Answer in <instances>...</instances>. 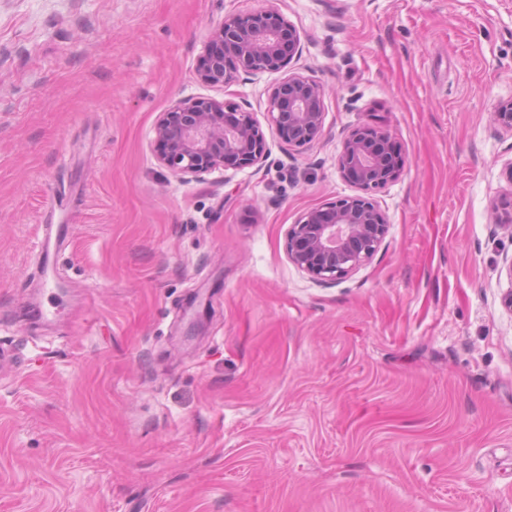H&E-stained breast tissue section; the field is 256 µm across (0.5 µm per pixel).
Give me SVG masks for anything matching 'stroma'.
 I'll return each mask as SVG.
<instances>
[{
  "instance_id": "1",
  "label": "stroma",
  "mask_w": 512,
  "mask_h": 512,
  "mask_svg": "<svg viewBox=\"0 0 512 512\" xmlns=\"http://www.w3.org/2000/svg\"><path fill=\"white\" fill-rule=\"evenodd\" d=\"M266 11L324 87L304 148L267 120L281 73L196 76ZM180 98L249 104L266 163L172 175ZM510 98L512 0H0V512H512ZM366 125L406 160L368 194L389 230L317 283L286 232L357 195ZM67 225L44 224L42 235L37 242L39 262L43 273L55 265L57 253L60 250L61 241L66 235Z\"/></svg>"
}]
</instances>
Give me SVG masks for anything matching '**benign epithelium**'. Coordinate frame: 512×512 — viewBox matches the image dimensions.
<instances>
[{"label":"benign epithelium","mask_w":512,"mask_h":512,"mask_svg":"<svg viewBox=\"0 0 512 512\" xmlns=\"http://www.w3.org/2000/svg\"><path fill=\"white\" fill-rule=\"evenodd\" d=\"M201 59V83L228 88L239 74L271 71L284 77L267 99V119L290 145L302 147L323 132V89L293 68L302 55L301 36L272 11L224 17ZM161 145L159 162L181 179L202 180L226 165H263L268 152L253 112L238 103L212 98H181L160 113L154 127ZM405 161L390 137L375 128L355 127L338 155L340 172L359 189L374 191L397 181ZM388 231L384 211L356 195L312 209L287 231L289 261L311 279L336 282L369 262Z\"/></svg>","instance_id":"benign-epithelium-1"}]
</instances>
